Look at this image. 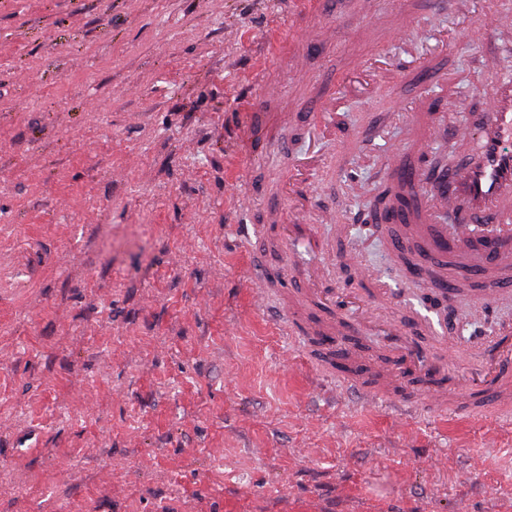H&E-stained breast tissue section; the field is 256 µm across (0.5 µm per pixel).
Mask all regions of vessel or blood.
Wrapping results in <instances>:
<instances>
[{
	"label": "vessel or blood",
	"instance_id": "1",
	"mask_svg": "<svg viewBox=\"0 0 512 512\" xmlns=\"http://www.w3.org/2000/svg\"><path fill=\"white\" fill-rule=\"evenodd\" d=\"M289 4L285 23L292 29L299 19L320 13L323 0H289ZM472 30L479 38L511 34L512 9H499L490 23L473 25ZM374 76L371 63L359 64L343 78L340 89L321 94L311 121L302 128L304 138L316 140L338 131L339 100L363 92ZM430 133L471 141L475 147L457 164L433 172L416 167L400 151L385 157L396 181L413 190L412 219L417 223L414 246L396 240L392 247L405 252L409 265L428 287L443 288L467 278L484 300L495 299L512 290V78L495 79L471 120L446 127L436 116ZM308 170V162L294 158L288 178L268 190L288 213V226L277 232L276 243L289 240L291 232L307 222L312 204L306 190ZM265 266L266 259L260 255L247 272L256 307L270 312L272 298L284 296L288 305L274 318L279 335L343 389L392 405L401 419L421 410L430 414L453 410L496 422L512 421V324L475 341V349L487 364L476 382L460 386L437 363L406 375L399 383L382 378L377 358L361 355L359 349L342 356L336 339L349 335L350 326L337 317L333 298L318 288H278ZM385 330L392 362L403 363L407 348L402 325L389 320Z\"/></svg>",
	"mask_w": 512,
	"mask_h": 512
}]
</instances>
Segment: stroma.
<instances>
[{"label": "stroma", "mask_w": 512, "mask_h": 512, "mask_svg": "<svg viewBox=\"0 0 512 512\" xmlns=\"http://www.w3.org/2000/svg\"><path fill=\"white\" fill-rule=\"evenodd\" d=\"M283 0H0V512H512V424L397 420L318 377L252 303L243 236L308 149L310 103L362 57L427 51L417 77L344 105L311 148L326 248L297 236L267 270L313 273L382 339L379 308L427 327L421 287L381 236L382 160L419 112L468 121L506 67L494 39L425 0H326L305 81L259 79ZM444 40L446 50L433 49ZM290 113L264 158L236 151L249 95ZM254 171L248 215L237 184ZM360 256L382 290L362 281ZM450 306L471 305L452 295ZM438 336H492L512 303Z\"/></svg>", "instance_id": "stroma-1"}]
</instances>
